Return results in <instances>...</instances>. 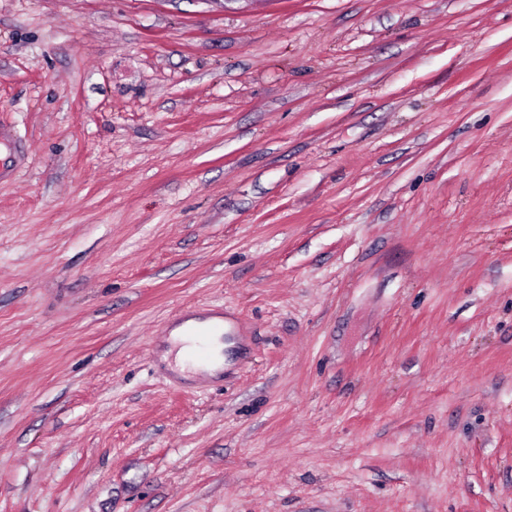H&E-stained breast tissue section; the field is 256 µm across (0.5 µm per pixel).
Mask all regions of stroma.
I'll list each match as a JSON object with an SVG mask.
<instances>
[{"label": "stroma", "instance_id": "stroma-1", "mask_svg": "<svg viewBox=\"0 0 512 512\" xmlns=\"http://www.w3.org/2000/svg\"><path fill=\"white\" fill-rule=\"evenodd\" d=\"M0 124V512H512V0H0ZM214 322H218V320L205 324H193L192 322H189V327H182L173 332L171 340L175 346H179L176 352L175 361L176 365L179 366L182 371L188 370L193 374L213 375L221 369L224 362V342L222 341L220 333L211 329L210 325ZM193 329L206 331L212 330L208 332L210 335L208 337L211 354L209 359L205 361H196L191 357V347L188 344L189 336H186V334Z\"/></svg>", "mask_w": 512, "mask_h": 512}]
</instances>
